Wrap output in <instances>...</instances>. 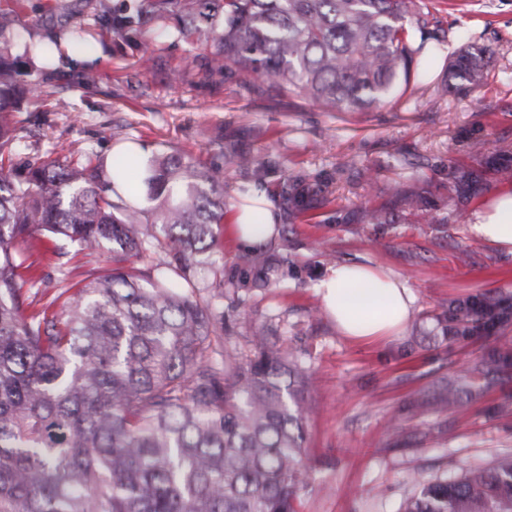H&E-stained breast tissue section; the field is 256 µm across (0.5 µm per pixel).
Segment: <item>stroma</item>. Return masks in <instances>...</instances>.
<instances>
[{
	"mask_svg": "<svg viewBox=\"0 0 512 512\" xmlns=\"http://www.w3.org/2000/svg\"><path fill=\"white\" fill-rule=\"evenodd\" d=\"M430 10L446 38L427 40L418 56L429 70L420 91L368 112H326L300 97L260 98L193 75L172 84L171 69L195 45L171 33L160 36L154 55L115 43L93 31L87 0H25L19 9L0 0V12L13 15L15 50L53 39L65 47L51 71L36 59L26 69V80L48 95L38 111L16 115L14 164L68 146L108 161L133 141L150 153L177 150L223 167L225 219L256 191L275 205L278 234L254 251L271 259L270 268L240 266L241 249L225 229L214 259L237 295L224 306L225 346L248 355L239 323L271 325L273 341L297 350L313 378L318 412L307 426L312 476L301 512H399L417 483L457 479L512 455V366L482 367L512 341V324L490 336H455L435 320L458 298L512 302V255L451 220L512 188L500 173L512 169V0H432ZM83 43L91 59L73 57L72 46ZM470 46L490 53L481 82L442 91L451 61ZM86 69L98 75L95 88L80 83ZM220 141L257 156L268 169L264 180L240 173L217 149ZM286 180L310 187L304 208L282 199ZM413 181L427 203H438L443 223L403 204L400 190ZM374 208L392 212L395 224L358 234ZM328 251L336 262L378 266L407 281L416 301L400 335L357 342L339 332L315 290ZM28 262L29 284L46 301L61 281L113 266L107 253L57 258L42 235L30 239ZM450 382L461 388L456 407L430 408Z\"/></svg>",
	"mask_w": 512,
	"mask_h": 512,
	"instance_id": "1",
	"label": "stroma"
}]
</instances>
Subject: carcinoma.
<instances>
[{
	"label": "carcinoma",
	"instance_id": "cac0c4a2",
	"mask_svg": "<svg viewBox=\"0 0 512 512\" xmlns=\"http://www.w3.org/2000/svg\"><path fill=\"white\" fill-rule=\"evenodd\" d=\"M96 21L131 46L174 20L203 55L193 70L259 95H292L327 112H366L422 84L413 32L426 35L425 0H99ZM0 14V155L16 140L12 113L44 90L23 79ZM486 49L457 55L452 74L471 85ZM254 177L264 166L230 154ZM139 150L112 161L60 152L18 171L0 163V512H297L311 479L304 448L315 407L301 359L243 323L253 357L224 347V279L198 270L219 249L224 169L174 153L147 160L145 203L133 195ZM308 190L283 183L303 204ZM404 205L424 204L416 184ZM35 233L56 253L106 250L116 266L91 267L76 287L42 304L26 287L25 243ZM152 251L148 269L123 262ZM512 305L466 297L443 330L493 334ZM401 512H512V456L493 469L420 486Z\"/></svg>",
	"mask_w": 512,
	"mask_h": 512
}]
</instances>
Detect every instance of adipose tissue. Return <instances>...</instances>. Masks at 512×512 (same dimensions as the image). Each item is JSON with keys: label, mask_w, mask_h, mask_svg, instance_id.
Segmentation results:
<instances>
[{"label": "adipose tissue", "mask_w": 512, "mask_h": 512, "mask_svg": "<svg viewBox=\"0 0 512 512\" xmlns=\"http://www.w3.org/2000/svg\"><path fill=\"white\" fill-rule=\"evenodd\" d=\"M231 230L246 249L270 241L277 234L273 205L257 192L242 198ZM468 230L474 238L512 254V190L482 206ZM316 289L340 333L359 341L399 335L412 317L415 298L407 282L377 267L330 266Z\"/></svg>", "instance_id": "1"}]
</instances>
